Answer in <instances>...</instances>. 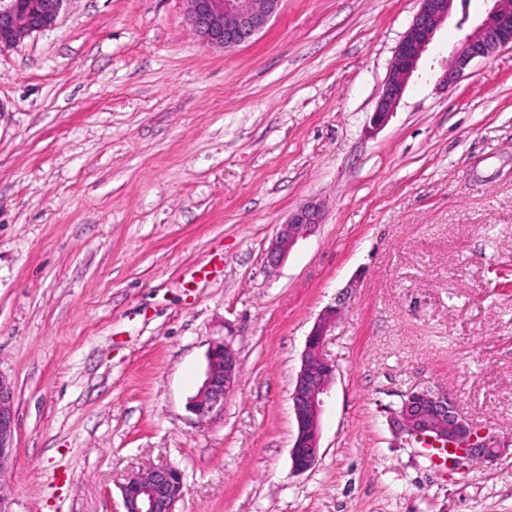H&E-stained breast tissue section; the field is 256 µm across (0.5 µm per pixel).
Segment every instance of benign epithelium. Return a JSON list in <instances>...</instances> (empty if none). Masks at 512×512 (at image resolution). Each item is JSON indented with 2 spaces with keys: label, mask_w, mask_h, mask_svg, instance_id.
<instances>
[{
  "label": "benign epithelium",
  "mask_w": 512,
  "mask_h": 512,
  "mask_svg": "<svg viewBox=\"0 0 512 512\" xmlns=\"http://www.w3.org/2000/svg\"><path fill=\"white\" fill-rule=\"evenodd\" d=\"M465 0H417L419 8L397 43L389 74L376 102L371 123L384 126L393 115L410 81L421 67L438 31L453 15L455 2ZM0 6V49L44 32L56 23L66 0H38L28 5L7 0ZM488 8L465 33L448 61L436 71V83L452 88L465 75L471 62L497 50L512 47V0H486ZM187 20L200 42L208 47L232 50L248 44L264 32L279 10L281 0H186ZM322 204L310 200L278 225L266 252V263L275 268L296 242L322 223ZM346 299L325 308L308 334L301 368L290 393L297 435L290 450L292 469L311 468L320 448L321 415L335 376V365L326 358L324 344L336 324ZM239 359L225 339L212 343L208 368L191 411L199 418L224 407V396L237 382ZM16 389L0 375V482L10 474L15 461ZM394 427L418 441L425 438L444 447L457 462H492L508 448L505 440L490 430L475 428L460 412L455 398L445 390L413 388L402 395L392 418ZM183 494L182 472L171 465H149L131 475L121 486L124 512H174Z\"/></svg>",
  "instance_id": "1"
}]
</instances>
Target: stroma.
Returning a JSON list of instances; mask_svg holds the SVG:
<instances>
[{
    "instance_id": "1",
    "label": "stroma",
    "mask_w": 512,
    "mask_h": 512,
    "mask_svg": "<svg viewBox=\"0 0 512 512\" xmlns=\"http://www.w3.org/2000/svg\"><path fill=\"white\" fill-rule=\"evenodd\" d=\"M417 0H281L259 38L202 45L186 0H65L0 50V375L16 386L10 512H123L149 464L175 512H512V448L435 466L391 417L445 389L512 437V48L452 89L431 67L370 118ZM323 221L277 268L279 224ZM336 365L296 473L290 391L326 306ZM240 373L190 409L212 341ZM322 211V204L312 199L293 211L285 223L279 224L275 239L266 252L267 265L278 267L296 242L322 223ZM183 494L182 472L171 465H149L121 486L123 512H174Z\"/></svg>"
}]
</instances>
